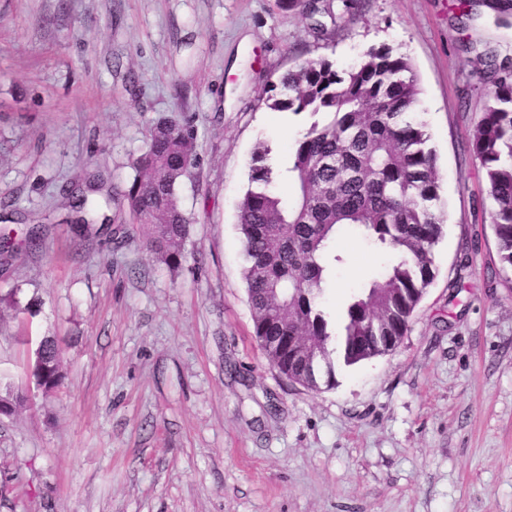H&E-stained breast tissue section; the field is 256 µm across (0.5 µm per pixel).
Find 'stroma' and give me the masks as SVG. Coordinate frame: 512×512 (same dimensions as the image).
Segmentation results:
<instances>
[{"label": "stroma", "instance_id": "1", "mask_svg": "<svg viewBox=\"0 0 512 512\" xmlns=\"http://www.w3.org/2000/svg\"><path fill=\"white\" fill-rule=\"evenodd\" d=\"M0 0V512H512V270L468 147L483 110L473 60L512 46L456 0ZM407 55L438 158L444 235L435 277L386 355L291 382L255 339L236 225L258 143L285 168L303 127L263 89L296 62ZM192 117V220L176 270L108 194L161 117ZM100 200L84 227L68 192ZM325 293L330 312L393 261L358 233ZM62 382L37 388L43 337Z\"/></svg>", "mask_w": 512, "mask_h": 512}]
</instances>
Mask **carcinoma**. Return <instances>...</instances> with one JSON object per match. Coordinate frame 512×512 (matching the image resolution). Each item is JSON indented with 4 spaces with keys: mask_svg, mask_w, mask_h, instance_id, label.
Returning <instances> with one entry per match:
<instances>
[{
    "mask_svg": "<svg viewBox=\"0 0 512 512\" xmlns=\"http://www.w3.org/2000/svg\"><path fill=\"white\" fill-rule=\"evenodd\" d=\"M278 2L297 18L316 11L308 0ZM482 5L461 0L457 28L467 30ZM475 67L486 92L469 149L493 201L499 261L512 269V58L488 50L476 55ZM420 95L410 59L387 45L368 48L346 68L325 57L304 61L262 93L269 110L311 122L285 169L268 164L263 144L251 156L238 205L243 275L256 340L272 365L307 388L318 387L322 373L333 381L337 355L351 366L392 351L378 337L399 343L433 282L445 211L436 152L416 113ZM196 157L192 122L161 118L133 161V181L111 197L148 228L149 251L168 267L180 264L190 238L179 188ZM279 180L283 192L274 190ZM346 227L399 258L350 296L337 327L321 297L343 263L336 239ZM60 363L57 342L44 340L35 369L45 387L59 384Z\"/></svg>",
    "mask_w": 512,
    "mask_h": 512,
    "instance_id": "1",
    "label": "carcinoma"
}]
</instances>
